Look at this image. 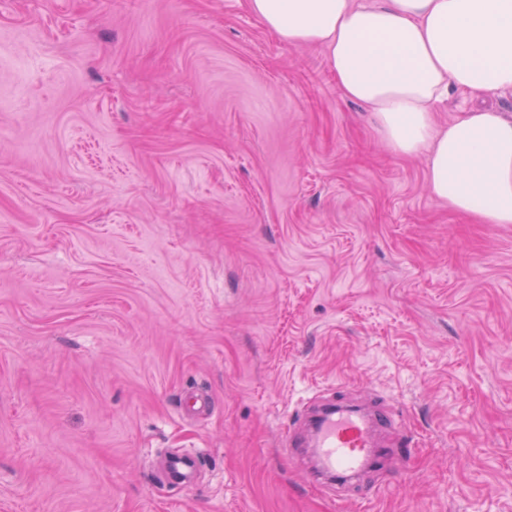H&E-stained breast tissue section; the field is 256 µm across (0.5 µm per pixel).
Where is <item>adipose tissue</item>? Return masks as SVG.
<instances>
[{"instance_id":"obj_1","label":"adipose tissue","mask_w":512,"mask_h":512,"mask_svg":"<svg viewBox=\"0 0 512 512\" xmlns=\"http://www.w3.org/2000/svg\"><path fill=\"white\" fill-rule=\"evenodd\" d=\"M267 31L323 50L349 100L403 156L428 155V190L483 224H512V119L487 107L447 126L449 93L512 92V0H246Z\"/></svg>"}]
</instances>
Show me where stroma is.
Masks as SVG:
<instances>
[{
  "instance_id": "35a3bbf8",
  "label": "stroma",
  "mask_w": 512,
  "mask_h": 512,
  "mask_svg": "<svg viewBox=\"0 0 512 512\" xmlns=\"http://www.w3.org/2000/svg\"><path fill=\"white\" fill-rule=\"evenodd\" d=\"M245 0H0V512H512V224ZM414 445L336 501L319 390Z\"/></svg>"
}]
</instances>
